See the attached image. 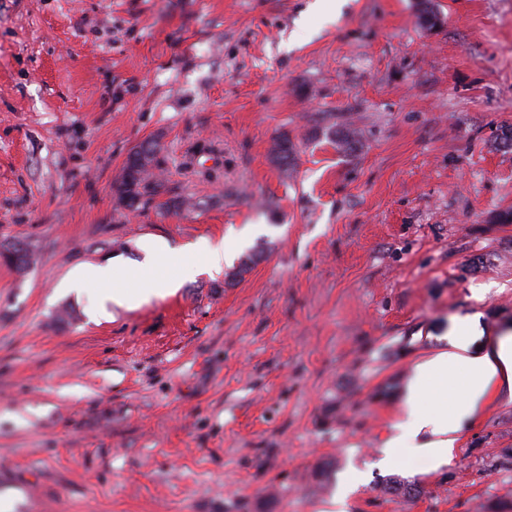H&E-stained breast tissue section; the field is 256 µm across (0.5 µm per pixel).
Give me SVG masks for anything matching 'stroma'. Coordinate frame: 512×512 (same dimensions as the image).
<instances>
[{
	"mask_svg": "<svg viewBox=\"0 0 512 512\" xmlns=\"http://www.w3.org/2000/svg\"><path fill=\"white\" fill-rule=\"evenodd\" d=\"M430 3L432 28L419 0H0V250L28 257H0L11 512H318L351 464L350 512L512 505L511 404L416 498L370 467L427 332L512 322V0ZM152 139L164 187L120 209ZM241 233L247 273L111 321L58 291L153 236Z\"/></svg>",
	"mask_w": 512,
	"mask_h": 512,
	"instance_id": "stroma-1",
	"label": "stroma"
}]
</instances>
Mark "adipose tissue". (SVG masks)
<instances>
[{
	"mask_svg": "<svg viewBox=\"0 0 512 512\" xmlns=\"http://www.w3.org/2000/svg\"><path fill=\"white\" fill-rule=\"evenodd\" d=\"M246 237L204 238L179 251L161 239L142 242L141 261L118 258L76 268L67 292H98L93 320L110 321L176 293L200 270L221 272L242 251ZM436 341L435 352L416 361L400 391L397 415L379 451V466L406 475H445L466 432L490 401L512 403V331L486 340L475 318L455 317Z\"/></svg>",
	"mask_w": 512,
	"mask_h": 512,
	"instance_id": "adipose-tissue-1",
	"label": "adipose tissue"
}]
</instances>
